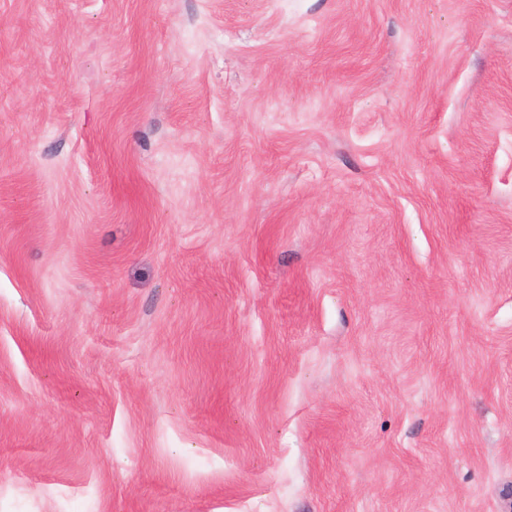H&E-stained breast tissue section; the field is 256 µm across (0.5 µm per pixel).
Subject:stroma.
<instances>
[{
    "label": "stroma",
    "mask_w": 512,
    "mask_h": 512,
    "mask_svg": "<svg viewBox=\"0 0 512 512\" xmlns=\"http://www.w3.org/2000/svg\"><path fill=\"white\" fill-rule=\"evenodd\" d=\"M0 512H512V0H0Z\"/></svg>",
    "instance_id": "stroma-1"
}]
</instances>
